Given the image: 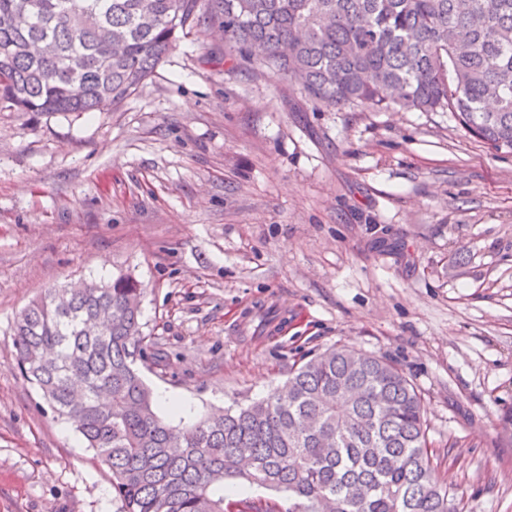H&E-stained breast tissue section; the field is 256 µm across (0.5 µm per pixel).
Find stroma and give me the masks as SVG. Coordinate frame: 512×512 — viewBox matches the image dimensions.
<instances>
[{"instance_id": "stroma-1", "label": "stroma", "mask_w": 512, "mask_h": 512, "mask_svg": "<svg viewBox=\"0 0 512 512\" xmlns=\"http://www.w3.org/2000/svg\"><path fill=\"white\" fill-rule=\"evenodd\" d=\"M199 20L123 106L0 112V512H120L112 473L21 374L15 318L128 273L137 366L185 426L348 346L425 405L464 512H512V154L450 112L337 110ZM164 366H157V357Z\"/></svg>"}]
</instances>
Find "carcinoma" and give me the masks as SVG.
Here are the masks:
<instances>
[{"label":"carcinoma","instance_id":"1","mask_svg":"<svg viewBox=\"0 0 512 512\" xmlns=\"http://www.w3.org/2000/svg\"><path fill=\"white\" fill-rule=\"evenodd\" d=\"M200 0H0V108L80 115L125 103ZM241 58L328 107L453 112L512 153V0H213ZM127 274L47 291L13 328L20 370L112 472L121 512H276L216 490H284L288 512H461L436 476L421 394L346 347L294 366L268 398L184 427L160 416L137 357Z\"/></svg>","mask_w":512,"mask_h":512}]
</instances>
